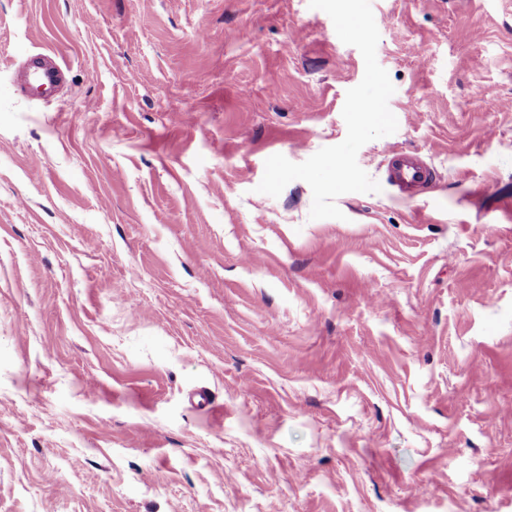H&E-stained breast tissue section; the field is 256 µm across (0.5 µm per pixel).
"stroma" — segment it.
<instances>
[{"label":"stroma","mask_w":512,"mask_h":512,"mask_svg":"<svg viewBox=\"0 0 512 512\" xmlns=\"http://www.w3.org/2000/svg\"><path fill=\"white\" fill-rule=\"evenodd\" d=\"M371 6L398 129L313 220L265 161L365 64L308 0H0V512H512V0ZM63 76V67L56 56L44 51L29 56L21 63L15 72V83L23 96L45 99L56 94ZM384 166L388 182L402 190H425L437 179L436 168L431 162L403 149H388Z\"/></svg>","instance_id":"1"}]
</instances>
